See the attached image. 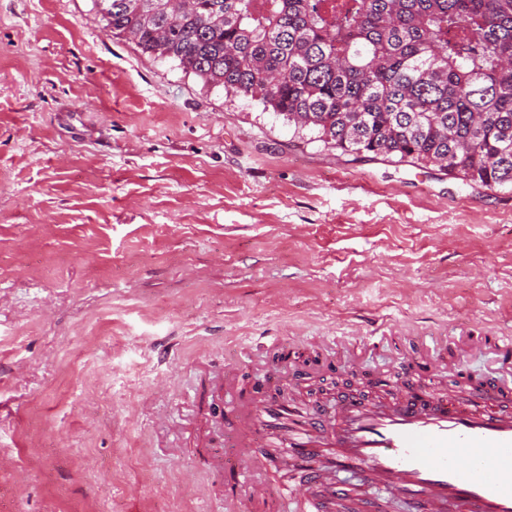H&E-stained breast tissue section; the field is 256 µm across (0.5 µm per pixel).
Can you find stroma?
Segmentation results:
<instances>
[{"instance_id":"35a3bbf8","label":"stroma","mask_w":512,"mask_h":512,"mask_svg":"<svg viewBox=\"0 0 512 512\" xmlns=\"http://www.w3.org/2000/svg\"><path fill=\"white\" fill-rule=\"evenodd\" d=\"M481 330L512 333V192L300 139L94 0H0V512H225V365L310 404L438 355L512 388ZM264 335L360 349L290 370ZM261 473L252 512H304Z\"/></svg>"}]
</instances>
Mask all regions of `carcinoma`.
Masks as SVG:
<instances>
[{"label":"carcinoma","instance_id":"carcinoma-1","mask_svg":"<svg viewBox=\"0 0 512 512\" xmlns=\"http://www.w3.org/2000/svg\"><path fill=\"white\" fill-rule=\"evenodd\" d=\"M112 34L352 155L512 191V0H95Z\"/></svg>","mask_w":512,"mask_h":512}]
</instances>
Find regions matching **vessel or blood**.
<instances>
[{
  "label": "vessel or blood",
  "instance_id": "1",
  "mask_svg": "<svg viewBox=\"0 0 512 512\" xmlns=\"http://www.w3.org/2000/svg\"><path fill=\"white\" fill-rule=\"evenodd\" d=\"M412 371L403 364L390 404L346 399L327 417L316 405H273L225 389L230 480H247L250 500L269 495L270 483L252 478L261 443L284 466L305 467L309 512H330L348 471L411 512H512V391L491 386L473 404L452 385L421 399L408 386Z\"/></svg>",
  "mask_w": 512,
  "mask_h": 512
}]
</instances>
